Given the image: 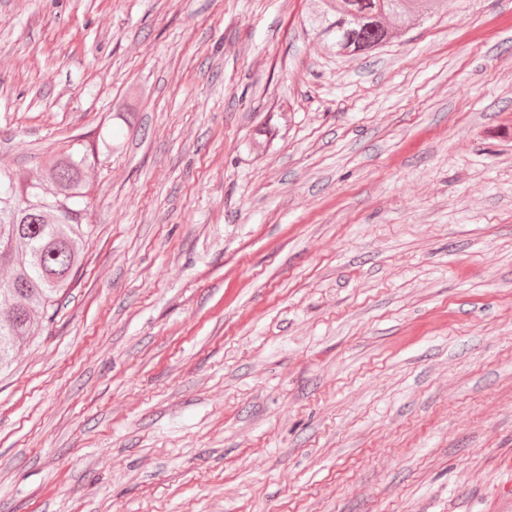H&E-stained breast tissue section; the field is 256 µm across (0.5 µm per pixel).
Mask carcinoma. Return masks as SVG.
Here are the masks:
<instances>
[{
    "label": "carcinoma",
    "instance_id": "cac0c4a2",
    "mask_svg": "<svg viewBox=\"0 0 512 512\" xmlns=\"http://www.w3.org/2000/svg\"><path fill=\"white\" fill-rule=\"evenodd\" d=\"M439 0H316L309 19L323 48L359 58L427 18ZM112 141L78 137L50 157L45 174L0 169V366L35 333V315L52 319L71 284L89 224V169Z\"/></svg>",
    "mask_w": 512,
    "mask_h": 512
}]
</instances>
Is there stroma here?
I'll use <instances>...</instances> for the list:
<instances>
[{"mask_svg": "<svg viewBox=\"0 0 512 512\" xmlns=\"http://www.w3.org/2000/svg\"><path fill=\"white\" fill-rule=\"evenodd\" d=\"M310 3L0 0V168L117 137L0 512H512V0L357 59Z\"/></svg>", "mask_w": 512, "mask_h": 512, "instance_id": "obj_1", "label": "stroma"}]
</instances>
